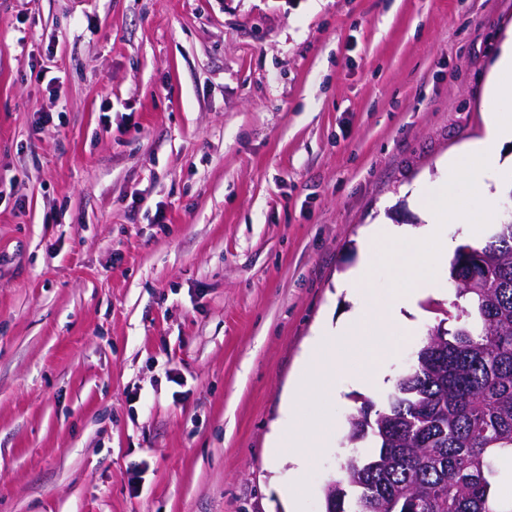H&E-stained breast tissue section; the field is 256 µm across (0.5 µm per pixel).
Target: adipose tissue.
Segmentation results:
<instances>
[{
    "mask_svg": "<svg viewBox=\"0 0 512 512\" xmlns=\"http://www.w3.org/2000/svg\"><path fill=\"white\" fill-rule=\"evenodd\" d=\"M483 96L485 133L442 160L447 177L426 198V224L417 228L376 224L370 228L358 265L342 282L354 299L353 310L336 324L320 327L307 348L302 374L288 400V424L276 431L270 443L271 461L285 460L293 466L295 479L283 490L288 499L303 493L302 478L315 448L322 444L326 427L322 415L303 413V405L325 391L339 399L352 388L373 392L385 387L392 326L411 327L413 318L420 316L418 301L433 287L431 265L447 258L455 248L445 220L451 217L469 226L478 238L483 224L492 217L498 162L504 146L512 142V35L500 45ZM465 188L480 198L481 209L459 206L460 192ZM431 242L438 243V252L429 256L427 264L418 263L416 253ZM380 264L395 270L393 288L384 300L368 286L372 271ZM354 358L359 360L360 370L347 371V363Z\"/></svg>",
    "mask_w": 512,
    "mask_h": 512,
    "instance_id": "1",
    "label": "adipose tissue"
}]
</instances>
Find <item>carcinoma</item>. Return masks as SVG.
Masks as SVG:
<instances>
[{"instance_id": "carcinoma-1", "label": "carcinoma", "mask_w": 512, "mask_h": 512, "mask_svg": "<svg viewBox=\"0 0 512 512\" xmlns=\"http://www.w3.org/2000/svg\"><path fill=\"white\" fill-rule=\"evenodd\" d=\"M446 336L428 334L381 408L347 420L365 446L336 480L347 512H512V221L449 264Z\"/></svg>"}]
</instances>
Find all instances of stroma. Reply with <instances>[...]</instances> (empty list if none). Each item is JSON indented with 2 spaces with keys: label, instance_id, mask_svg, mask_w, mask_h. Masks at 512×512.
Masks as SVG:
<instances>
[{
  "label": "stroma",
  "instance_id": "obj_1",
  "mask_svg": "<svg viewBox=\"0 0 512 512\" xmlns=\"http://www.w3.org/2000/svg\"><path fill=\"white\" fill-rule=\"evenodd\" d=\"M510 29L512 0H0V512H324L366 394L312 404L288 502V389L365 229L421 226L482 136Z\"/></svg>",
  "mask_w": 512,
  "mask_h": 512
}]
</instances>
